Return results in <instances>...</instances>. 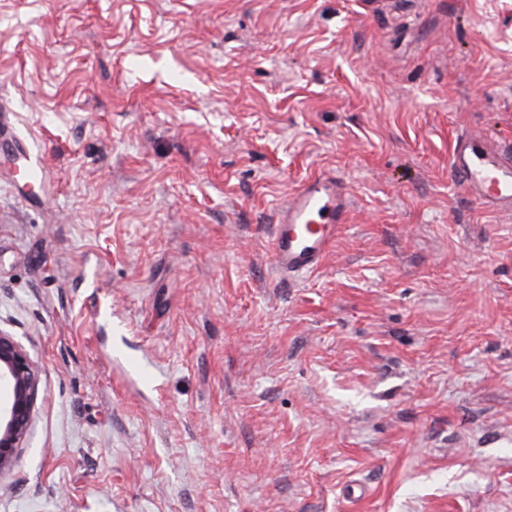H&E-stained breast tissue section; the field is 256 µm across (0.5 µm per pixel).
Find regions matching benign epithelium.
Returning <instances> with one entry per match:
<instances>
[{
	"mask_svg": "<svg viewBox=\"0 0 512 512\" xmlns=\"http://www.w3.org/2000/svg\"><path fill=\"white\" fill-rule=\"evenodd\" d=\"M0 384L7 400L0 402V478L13 471L18 449L29 433L40 385L38 366L13 335L0 329Z\"/></svg>",
	"mask_w": 512,
	"mask_h": 512,
	"instance_id": "obj_1",
	"label": "benign epithelium"
}]
</instances>
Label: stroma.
<instances>
[{"label":"stroma","mask_w":512,"mask_h":512,"mask_svg":"<svg viewBox=\"0 0 512 512\" xmlns=\"http://www.w3.org/2000/svg\"><path fill=\"white\" fill-rule=\"evenodd\" d=\"M512 0H0V512H512ZM41 156L44 182L22 179ZM347 224L298 278L308 177ZM451 169L464 193L483 202L512 208V153L496 154L484 147L456 146ZM347 192L336 179L307 180L276 212L272 260L286 276L317 269L348 218ZM7 400H0V479L13 471L18 449L29 433L40 385L38 366L13 335L0 329V385Z\"/></svg>","instance_id":"obj_1"}]
</instances>
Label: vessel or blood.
<instances>
[{
	"mask_svg": "<svg viewBox=\"0 0 512 512\" xmlns=\"http://www.w3.org/2000/svg\"><path fill=\"white\" fill-rule=\"evenodd\" d=\"M451 169L464 193L512 208V153L456 146ZM348 218L347 192L335 179L307 180L276 213L272 260L286 276L318 268Z\"/></svg>",
	"mask_w": 512,
	"mask_h": 512,
	"instance_id": "b4317fda",
	"label": "vessel or blood"
}]
</instances>
